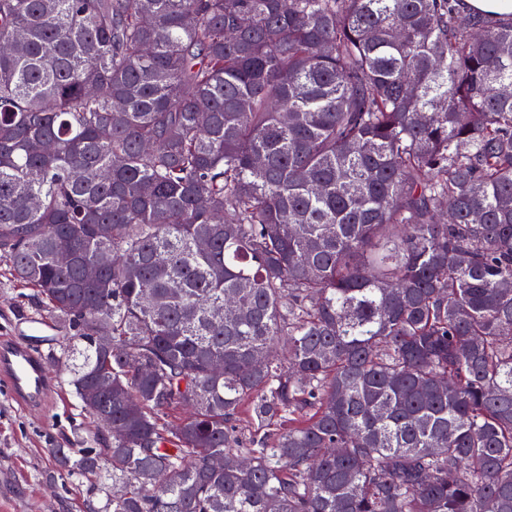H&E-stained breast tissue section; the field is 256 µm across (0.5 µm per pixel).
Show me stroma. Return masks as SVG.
I'll use <instances>...</instances> for the list:
<instances>
[{"label":"stroma","mask_w":512,"mask_h":512,"mask_svg":"<svg viewBox=\"0 0 512 512\" xmlns=\"http://www.w3.org/2000/svg\"><path fill=\"white\" fill-rule=\"evenodd\" d=\"M30 308L27 288L0 263V337L22 336L19 319ZM69 380V373H53L55 405L42 411L19 406L0 385V512H86L102 505L95 480L60 476L53 458L57 448L107 444Z\"/></svg>","instance_id":"1"}]
</instances>
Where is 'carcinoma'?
Wrapping results in <instances>:
<instances>
[{
    "label": "carcinoma",
    "instance_id": "cac0c4a2",
    "mask_svg": "<svg viewBox=\"0 0 512 512\" xmlns=\"http://www.w3.org/2000/svg\"><path fill=\"white\" fill-rule=\"evenodd\" d=\"M0 261L112 382L90 512H512V19L0 0Z\"/></svg>",
    "mask_w": 512,
    "mask_h": 512
}]
</instances>
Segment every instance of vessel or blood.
Segmentation results:
<instances>
[{
  "label": "vessel or blood",
  "mask_w": 512,
  "mask_h": 512,
  "mask_svg": "<svg viewBox=\"0 0 512 512\" xmlns=\"http://www.w3.org/2000/svg\"><path fill=\"white\" fill-rule=\"evenodd\" d=\"M0 383L28 408H48L52 392L48 362L41 350L13 336L0 338Z\"/></svg>",
  "instance_id": "obj_1"
}]
</instances>
